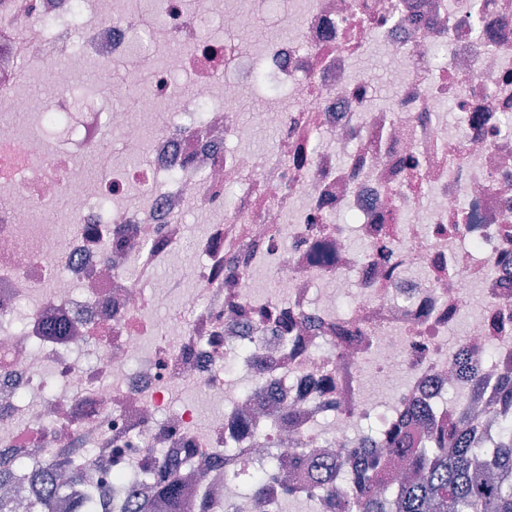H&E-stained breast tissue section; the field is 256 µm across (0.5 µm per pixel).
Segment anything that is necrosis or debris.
Returning <instances> with one entry per match:
<instances>
[{
    "label": "necrosis or debris",
    "mask_w": 512,
    "mask_h": 512,
    "mask_svg": "<svg viewBox=\"0 0 512 512\" xmlns=\"http://www.w3.org/2000/svg\"><path fill=\"white\" fill-rule=\"evenodd\" d=\"M360 3L282 0L295 33L277 39L256 20L268 0H224L208 38L194 0H158V33L133 0H0V105L66 129L0 122V468L21 486L81 467L53 512L87 489L97 512H137L173 457L206 464L185 512L311 503L283 450L354 489L394 424L420 437L417 412L454 418L462 356L486 382L466 404L492 463L512 418L496 394L512 379V265L490 268L512 251V139L489 133L512 112V0ZM376 36L396 66L353 74ZM84 56L101 80L78 93L65 61ZM29 68L50 101L18 92ZM248 97L272 152L244 145ZM62 197L59 238L35 215ZM56 313L77 337L41 339Z\"/></svg>",
    "instance_id": "4bbe7bcc"
}]
</instances>
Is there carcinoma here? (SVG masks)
<instances>
[{"mask_svg":"<svg viewBox=\"0 0 512 512\" xmlns=\"http://www.w3.org/2000/svg\"><path fill=\"white\" fill-rule=\"evenodd\" d=\"M75 328L63 321L46 327L41 337L61 340ZM474 423L465 404H458V416L448 425L435 427L430 445L419 448L409 458L414 477L393 488V500L384 499L386 489L377 479V461L369 459L354 491L323 486L336 502L335 512H512V427H505L495 451L492 466L477 462L481 449L473 437ZM182 471L166 466L165 474L140 512H183ZM58 479L44 481L36 475L31 481L28 512H52L56 495L65 492Z\"/></svg>","mask_w":512,"mask_h":512,"instance_id":"cac0c4a2","label":"carcinoma"}]
</instances>
